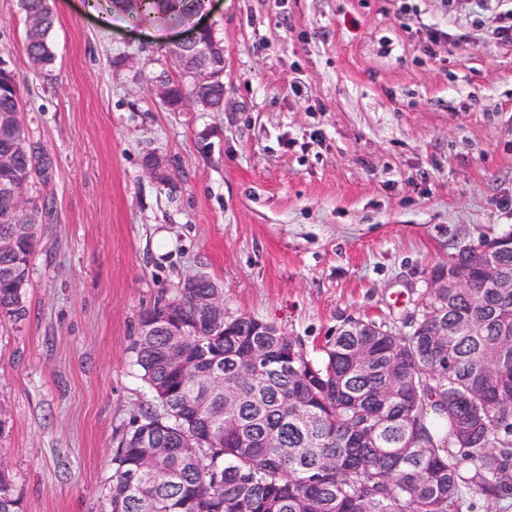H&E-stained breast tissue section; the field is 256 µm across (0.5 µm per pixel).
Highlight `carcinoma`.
Listing matches in <instances>:
<instances>
[{"mask_svg": "<svg viewBox=\"0 0 512 512\" xmlns=\"http://www.w3.org/2000/svg\"><path fill=\"white\" fill-rule=\"evenodd\" d=\"M152 21L187 20L204 0H115ZM32 65L52 61L49 0H20ZM182 57L164 105L202 112L224 104V52L213 32ZM22 105L12 70L0 69V113ZM12 195L0 193V325L24 319L38 221L53 200H29L26 223L4 218L13 195L47 178V155L20 121L0 128ZM483 240L432 267H455L466 288L423 292L409 331L351 319L312 361L301 342L256 317L215 314L200 288L160 292L139 320L131 361L152 393L121 433L106 501L112 512H472L481 498L512 512V247ZM185 334L178 342L174 333ZM258 354L253 359L250 352ZM227 382L206 406L212 372ZM236 421L224 424L225 404ZM0 469V512H20Z\"/></svg>", "mask_w": 512, "mask_h": 512, "instance_id": "1", "label": "carcinoma"}]
</instances>
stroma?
Returning <instances> with one entry per match:
<instances>
[{"label": "stroma", "instance_id": "1", "mask_svg": "<svg viewBox=\"0 0 512 512\" xmlns=\"http://www.w3.org/2000/svg\"><path fill=\"white\" fill-rule=\"evenodd\" d=\"M85 4L50 0L37 73L19 0H0L20 120L53 160L32 193L55 203L30 316L0 327V457L23 512H104L112 451L150 398L139 317L185 276L317 361L345 319L403 327L433 265L512 232L511 48L428 58L398 0H205L224 109L175 112L153 78L186 25ZM150 150L170 183L145 174Z\"/></svg>", "mask_w": 512, "mask_h": 512}]
</instances>
